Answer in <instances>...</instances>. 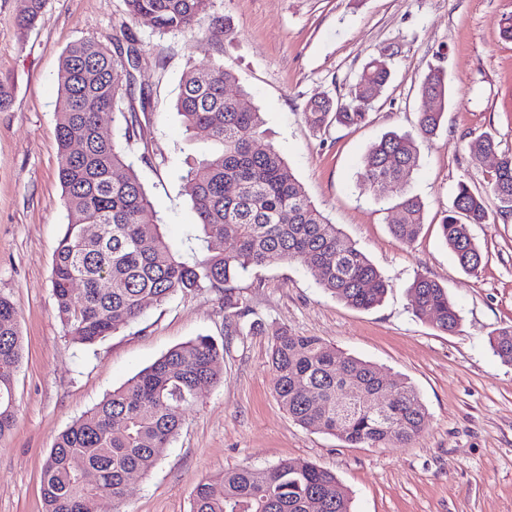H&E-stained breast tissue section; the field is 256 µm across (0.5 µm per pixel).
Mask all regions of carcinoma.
Listing matches in <instances>:
<instances>
[{"label":"carcinoma","instance_id":"carcinoma-1","mask_svg":"<svg viewBox=\"0 0 512 512\" xmlns=\"http://www.w3.org/2000/svg\"><path fill=\"white\" fill-rule=\"evenodd\" d=\"M127 14L160 33H187L209 13L212 0H124ZM46 0H20L18 33L34 26ZM138 50L119 38L85 40L62 56L56 132L58 178L67 223L52 262L57 315L72 342L94 345L136 320L150 299L230 287L240 273L274 261L300 262L319 285L346 305L369 310L388 284L376 266L307 196L280 152L263 139L264 119L245 93L232 94L234 73L221 64L189 68L176 108L189 132L202 130L215 148L188 162L185 192L196 214L197 249L186 257L165 238L152 201L117 143L102 132L110 118L125 122V139L141 131L139 113L150 95L132 93ZM392 76L388 51L374 53L343 100H313L306 117L315 128L358 126ZM418 136L389 131L365 153L361 184L396 202L402 217L392 235L411 243L424 224L421 201L407 193L419 162L416 138L437 135L450 89L440 67L425 75ZM470 151L496 154L499 163L482 190L458 184L440 230L460 267L476 274L483 253L470 232L489 223L488 202L512 214V153L499 151L494 135L467 143ZM125 169L119 179L113 171ZM82 285L74 297L73 282ZM412 309L442 333L461 317L448 291L426 276L410 287ZM492 351L512 364V326L490 334ZM220 349L208 336L177 345L113 390L56 438L43 466L45 512H96L97 502L125 496L128 477L145 474L178 434L182 412L197 402L198 385L219 381ZM23 357L18 312L0 297V438L16 424L15 376ZM274 394L299 425L367 448L406 446L427 426L417 389L401 378L382 379L376 367L340 356L317 336L280 330L271 340ZM383 393L390 406L380 416L369 397ZM349 491L336 474L309 462L282 460L265 468L239 467L202 479L192 490V512H352Z\"/></svg>","mask_w":512,"mask_h":512}]
</instances>
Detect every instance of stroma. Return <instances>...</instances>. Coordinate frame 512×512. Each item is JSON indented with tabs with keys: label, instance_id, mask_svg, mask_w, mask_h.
<instances>
[{
	"label": "stroma",
	"instance_id": "35a3bbf8",
	"mask_svg": "<svg viewBox=\"0 0 512 512\" xmlns=\"http://www.w3.org/2000/svg\"><path fill=\"white\" fill-rule=\"evenodd\" d=\"M18 8L19 0H0V76L13 89L0 109V297L15 305L24 340L17 425L0 439V512H44L41 471L55 438L200 335L222 348L220 382L204 386L163 458L134 475L124 500H99L96 512H192L199 480L285 459L335 473L351 492L352 512H512V364L489 345L492 331L512 325V215L473 226L484 254L475 275L460 268L439 229L458 183L481 189L495 164L466 142L491 132L512 152V40L500 31L512 0H213L228 37L212 33V17L194 32L161 35L130 19L123 0H47L22 38ZM119 32L139 50L137 84L152 92L127 160L170 246L188 253L195 233L184 159L212 148L205 135L186 134L175 109L181 78L188 67L220 62L260 108L268 141L311 201L388 279L379 306L353 309L306 266L277 261L249 269L227 290L146 302L138 320L95 345L66 336L51 282L66 222L57 74L69 45ZM380 48L392 52L395 74L369 122L311 127L307 101L345 97ZM434 66L445 69L451 97L438 135L419 144L408 192L423 203L425 223L405 244L389 230L400 212L360 185L357 172L383 133L414 131L419 87ZM419 275L447 288L461 316L454 333L413 315L408 288ZM284 327L407 379L427 408L425 430L403 447L351 448L298 425L273 392L271 337Z\"/></svg>",
	"mask_w": 512,
	"mask_h": 512
}]
</instances>
